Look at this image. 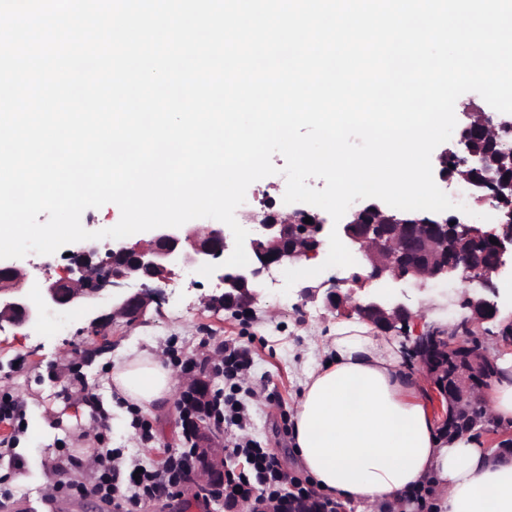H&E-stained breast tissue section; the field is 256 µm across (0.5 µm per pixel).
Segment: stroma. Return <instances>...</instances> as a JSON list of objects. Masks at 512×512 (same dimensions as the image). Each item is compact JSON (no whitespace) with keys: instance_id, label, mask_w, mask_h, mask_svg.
I'll return each mask as SVG.
<instances>
[{"instance_id":"stroma-1","label":"stroma","mask_w":512,"mask_h":512,"mask_svg":"<svg viewBox=\"0 0 512 512\" xmlns=\"http://www.w3.org/2000/svg\"><path fill=\"white\" fill-rule=\"evenodd\" d=\"M217 277L180 275L166 289L160 308H149L144 320L130 325L117 319L105 327L109 347L98 349L86 316L67 319L66 332L0 326V395L18 400L23 417L19 428L0 422V439L10 438L9 453L24 460L23 467L0 463V484L15 490L14 512H32L51 494L59 477L55 470L59 449L71 448L82 458L97 447V431L75 419L77 406L96 402L109 415L106 435L109 446L120 449L124 460L155 466L168 448L182 445L183 422L174 400L162 410L146 413L154 440L142 444L131 421L137 408L121 401L112 389L110 370L131 352L156 353L163 364L182 373L181 361L210 363L219 347H248L253 358L251 383L267 385L274 398L239 392L250 417V436L274 454L288 477L305 480L292 448L290 418L308 370L321 363L323 349L346 315L326 311L321 305L302 303L295 292L264 288L259 302L247 313L236 315L206 308L201 294L210 293ZM407 304L414 317L407 333H384L386 341L409 347L414 336L430 327L448 328L462 315L459 302L470 288L467 279L456 277L419 288L406 283Z\"/></svg>"}]
</instances>
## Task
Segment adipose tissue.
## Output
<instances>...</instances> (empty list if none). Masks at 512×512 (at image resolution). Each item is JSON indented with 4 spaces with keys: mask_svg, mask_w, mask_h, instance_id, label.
<instances>
[{
    "mask_svg": "<svg viewBox=\"0 0 512 512\" xmlns=\"http://www.w3.org/2000/svg\"><path fill=\"white\" fill-rule=\"evenodd\" d=\"M331 360L311 370L293 421L294 451L318 490L366 512H404L414 490L433 487L441 512H512V460L468 435L441 438L430 412L412 400L400 347L366 324L337 326ZM484 404L512 423V363H499ZM115 391L142 410L160 409L177 379L158 355L131 353L110 372Z\"/></svg>",
    "mask_w": 512,
    "mask_h": 512,
    "instance_id": "ef3b65f1",
    "label": "adipose tissue"
}]
</instances>
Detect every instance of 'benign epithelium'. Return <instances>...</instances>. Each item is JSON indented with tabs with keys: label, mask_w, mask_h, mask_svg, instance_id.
I'll list each match as a JSON object with an SVG mask.
<instances>
[{
	"label": "benign epithelium",
	"mask_w": 512,
	"mask_h": 512,
	"mask_svg": "<svg viewBox=\"0 0 512 512\" xmlns=\"http://www.w3.org/2000/svg\"><path fill=\"white\" fill-rule=\"evenodd\" d=\"M466 121L456 130L453 147L436 155V173L446 182L454 177L465 182L481 205L497 215L496 227L484 230L467 224L454 213H396L375 198L354 202L338 225L333 226L306 203H297L288 212L265 207L262 219L251 212L242 215L248 231L245 243L255 257L251 268L222 267L220 288L201 296L209 306L242 312L261 295L258 283L272 268L315 259L329 241L332 229L361 255L362 262L346 278L331 276L322 282L306 280L299 296L306 302L322 303L331 312L355 314L381 330L409 324L412 311L389 291L400 281L423 287L429 281H444L461 274L480 288L463 295L459 302L463 315L448 328V334L429 329L417 336L413 350L429 370L457 350L469 352V364L456 386H439L436 401L455 395L467 396L464 383L471 374H484L495 360L472 351L473 336L500 314L496 279L512 265V148L498 140V114L466 112ZM312 218L307 224L304 218ZM498 240L494 245L490 239ZM232 236L222 224H184L179 228L150 230V238L135 243L112 242L101 251L95 242H83L69 250L74 277L46 279L41 304L36 306L26 294L27 274L0 262V325L30 326L42 310L78 309L92 311L91 304L103 305L107 312L90 321L93 335L115 318L130 324L144 319L151 304L165 301V287L175 271L185 272L226 258ZM376 283L379 288L361 299L357 291ZM185 386L201 401L209 399L208 380L199 371L188 377ZM196 439L193 477L205 489L224 487V451L210 423L191 422Z\"/></svg>",
	"instance_id": "benign-epithelium-1"
}]
</instances>
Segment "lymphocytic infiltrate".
Masks as SVG:
<instances>
[{"label": "lymphocytic infiltrate", "instance_id": "lymphocytic-infiltrate-1", "mask_svg": "<svg viewBox=\"0 0 512 512\" xmlns=\"http://www.w3.org/2000/svg\"><path fill=\"white\" fill-rule=\"evenodd\" d=\"M94 454L98 467L93 475L75 479L71 473L80 468V458L66 451L60 453L57 461L59 498H94L112 506L114 512H141L150 503L180 497L192 472V451L188 448L167 449L162 465L144 468L137 476L116 463L112 449L98 448ZM224 454L229 460L246 463L244 469L226 470L224 487L230 493L235 494L243 487L251 486L262 500L298 501L310 497L319 512H334V500L302 482L286 484L277 459L258 442L225 441Z\"/></svg>", "mask_w": 512, "mask_h": 512}]
</instances>
